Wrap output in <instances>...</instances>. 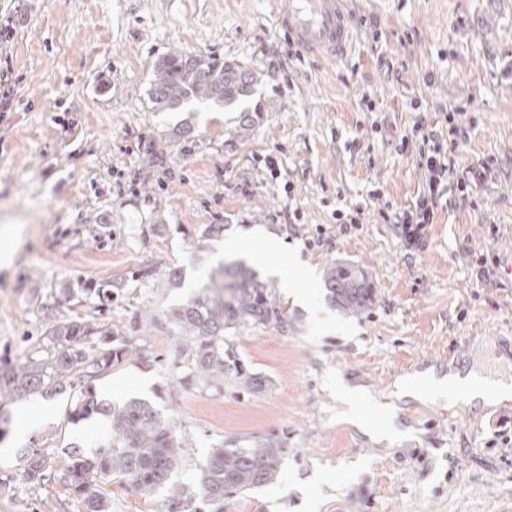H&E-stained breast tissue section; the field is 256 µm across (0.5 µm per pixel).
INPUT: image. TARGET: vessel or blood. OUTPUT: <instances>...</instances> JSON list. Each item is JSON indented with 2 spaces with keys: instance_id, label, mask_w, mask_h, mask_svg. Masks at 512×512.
<instances>
[{
  "instance_id": "1",
  "label": "vessel or blood",
  "mask_w": 512,
  "mask_h": 512,
  "mask_svg": "<svg viewBox=\"0 0 512 512\" xmlns=\"http://www.w3.org/2000/svg\"><path fill=\"white\" fill-rule=\"evenodd\" d=\"M347 0H276L274 17L289 40L307 55L344 60L353 38Z\"/></svg>"
}]
</instances>
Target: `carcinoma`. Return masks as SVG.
Masks as SVG:
<instances>
[{
    "label": "carcinoma",
    "instance_id": "cac0c4a2",
    "mask_svg": "<svg viewBox=\"0 0 512 512\" xmlns=\"http://www.w3.org/2000/svg\"><path fill=\"white\" fill-rule=\"evenodd\" d=\"M253 77L215 58L171 55L155 65L149 101L151 111L180 112L196 102L201 105L241 107L232 137L245 135L250 123L244 108L251 96ZM322 281L327 302L347 316H356L373 303L371 279L364 270L329 262ZM123 290L122 282L82 289L88 299L107 310ZM171 335L190 354V373L198 381H231L249 391H261L268 380L244 366L232 347L224 346L226 334L242 324L273 322L288 327L281 302L257 274L235 261L221 266L188 299L167 308ZM49 347L27 361L0 366V439L10 422L6 406L31 394L75 391L66 413L67 423L77 425L93 415L102 416L108 434L97 453L88 456L77 445L63 448L67 456L66 484L83 498L86 512H112V500L96 484L98 479L119 477L136 495L153 499L166 491L161 512H224V502L274 482L286 442L276 435L219 440L211 448L198 485L186 489L174 480L186 443L176 423L150 402L131 399L114 407L99 399L94 382L126 360L142 355L136 346L105 321L63 320L46 330ZM25 484L50 481L47 451L24 452Z\"/></svg>",
    "mask_w": 512,
    "mask_h": 512
}]
</instances>
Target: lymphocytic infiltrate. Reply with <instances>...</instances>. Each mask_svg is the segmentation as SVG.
Segmentation results:
<instances>
[{"label":"lymphocytic infiltrate","mask_w":512,"mask_h":512,"mask_svg":"<svg viewBox=\"0 0 512 512\" xmlns=\"http://www.w3.org/2000/svg\"><path fill=\"white\" fill-rule=\"evenodd\" d=\"M440 122L445 126L444 131L428 129L420 121L399 141L400 154L411 158L423 175L422 188L412 204L397 211L382 212L381 217L397 224L403 241L409 245L422 244L427 226L444 210L449 191H456L458 198L469 199L492 171L493 163L489 160L461 167L458 148L462 131L455 113H441Z\"/></svg>","instance_id":"1"}]
</instances>
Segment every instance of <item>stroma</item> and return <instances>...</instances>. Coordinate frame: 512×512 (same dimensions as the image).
Instances as JSON below:
<instances>
[{
	"label": "stroma",
	"mask_w": 512,
	"mask_h": 512,
	"mask_svg": "<svg viewBox=\"0 0 512 512\" xmlns=\"http://www.w3.org/2000/svg\"><path fill=\"white\" fill-rule=\"evenodd\" d=\"M273 0H0L20 9L10 48L14 109L0 112V361L39 350L49 318L111 322L143 352L95 383L112 405L137 397L173 418L187 445L177 483L194 487L220 439L285 438L272 484L228 500L224 512H512V401L468 407L448 399L397 404L399 438L377 442L341 417L331 384L361 385L389 401L432 361L436 375L476 369L512 381V0H348L354 38L346 60L292 46ZM214 57L252 70L250 136L234 138L237 107L157 114L148 94L156 61ZM378 100L363 111L362 95ZM464 107L462 164L498 163L474 204L451 202L422 248L383 221L418 194L422 175L395 150L418 119ZM193 137L163 142L181 120ZM275 154L279 178L261 158ZM292 193H285V185ZM382 189L383 199L373 192ZM360 209L341 228L333 212ZM204 224L224 227L199 241ZM278 239L277 264L309 274L307 300L261 264L288 330L248 323L229 336L269 385L259 392L184 384L189 360L163 320L220 265ZM500 258L478 283L471 252ZM371 275L374 302L350 317L322 283L330 261ZM183 272L166 284L167 268ZM152 277L137 279L139 270ZM123 280L102 314L70 289ZM69 395L18 441L22 403L0 441V512H86L62 475V449L96 453L102 423L66 422ZM49 445L53 478L21 481L24 448Z\"/></svg>",
	"instance_id": "35a3bbf8"
}]
</instances>
